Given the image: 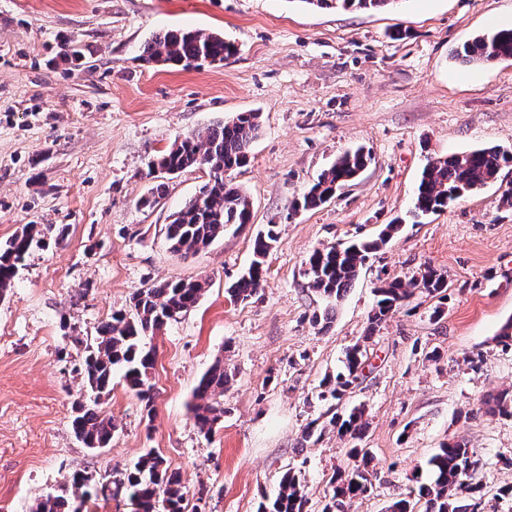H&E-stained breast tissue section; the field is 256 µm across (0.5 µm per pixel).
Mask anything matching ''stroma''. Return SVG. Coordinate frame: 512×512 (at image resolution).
Segmentation results:
<instances>
[{"label": "stroma", "instance_id": "1", "mask_svg": "<svg viewBox=\"0 0 512 512\" xmlns=\"http://www.w3.org/2000/svg\"><path fill=\"white\" fill-rule=\"evenodd\" d=\"M219 32L235 56L177 71L145 63L167 29ZM512 28V0H400L376 11L319 9L303 0H0V243L24 225L45 235L0 300V512H30L79 471L112 477L146 451L179 471L185 512H257L282 473L299 468L308 512H321L350 437L304 440L326 412L325 375L363 336L384 280L432 265L439 300L415 292L370 341V365L346 405H364L362 441L377 477L348 512H386L429 481L427 459L456 440L476 448L481 512H512V417L487 414L512 391V349L497 334L512 319V165L443 212L410 214L426 163L478 148L512 153V60L465 64L477 33ZM77 41L84 56L60 51ZM260 113L250 161L231 180L250 197L252 223L229 226L196 254L171 253L164 226L207 181L204 168L155 175L149 163L179 137L240 112ZM368 167L314 210L293 201L344 152ZM164 183L160 203L140 201ZM400 220L345 296L313 292L305 260L317 247L375 236ZM67 225L65 239L51 227ZM279 227L257 296L226 292L252 260L263 225ZM202 279L192 310L151 338L153 421L115 379L100 400L118 428L108 447L74 436L83 398L62 358L134 291ZM440 318H433L434 309ZM331 311L329 327L313 315ZM440 354L439 362L426 358ZM230 376L224 420L200 434L190 405L216 358Z\"/></svg>", "mask_w": 512, "mask_h": 512}]
</instances>
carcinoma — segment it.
<instances>
[{
    "instance_id": "obj_1",
    "label": "carcinoma",
    "mask_w": 512,
    "mask_h": 512,
    "mask_svg": "<svg viewBox=\"0 0 512 512\" xmlns=\"http://www.w3.org/2000/svg\"><path fill=\"white\" fill-rule=\"evenodd\" d=\"M321 9L373 11L383 9L393 0H301ZM237 52L236 45L215 33L198 30L170 29L156 33L143 50L148 64L176 66L184 69L203 66V61L222 63ZM458 56L465 63L512 59V28L498 29L475 36L463 45ZM260 114L241 112L219 122L203 133L190 134L176 140L153 161V167L172 173L191 167H204L209 180L165 225V238L171 252L187 256L211 246L224 236L230 224H249L251 202L246 192L225 180L224 172L235 171L249 161V149L260 136ZM368 157L361 151L347 152L324 170L317 181L297 201L303 210L317 209L336 196L337 190L354 181L367 165ZM498 149L483 148L462 157L450 155L429 162L417 187L415 213L428 215L441 212L448 201L463 198L498 179L502 168L511 162ZM399 230L387 224L379 236L370 241L353 243L336 251L327 246L313 250L305 266L309 288L327 299L342 298L356 279L368 254L379 251ZM39 231L32 224L0 246V300L13 287L17 270L25 260ZM279 240L278 225L267 224L253 240V259L247 270L226 288L235 300L246 301L259 292L266 276V259ZM204 280H179L156 283L132 294L131 310L116 312L100 323L89 338H72L80 358L72 372L95 399L112 391L116 374L144 402L146 426L153 421V404L149 375L155 364V350L146 338L154 336L177 315L193 309L204 292ZM429 294L447 291L444 277L427 265L419 276L394 278L376 289L377 302L368 319L363 340L351 345L345 353L343 371L326 377L320 384L318 397L340 401L346 392L364 377L368 360L367 342L386 318L401 308L415 290ZM227 375L224 362L216 361L199 379L191 412L195 426L204 435L216 430L224 419V394ZM489 411L512 416V392L503 391L485 401ZM332 427L339 433L360 442L366 434L364 408H353L348 414L331 412L322 422L312 420L304 430V439L315 430ZM72 432L87 448H105L112 441L116 423L99 404L76 402L71 419ZM347 468L329 481L328 500L322 512H345L346 503L362 498L372 488L373 473L369 470L367 450L358 446L348 449ZM479 463L477 451L464 441L447 443L428 460L432 482L420 488L426 498L425 512H478L479 483L474 474ZM90 475L72 474L68 484L58 491L37 499L32 512H80L77 500L92 494L87 484ZM467 497L470 503L461 506L454 501ZM110 497L123 498L134 506V512H184V491L180 476L171 470L165 459L148 451L133 467L112 480ZM308 498L301 470L287 469L280 477L279 491L271 501L261 503L259 512H307Z\"/></svg>"
}]
</instances>
